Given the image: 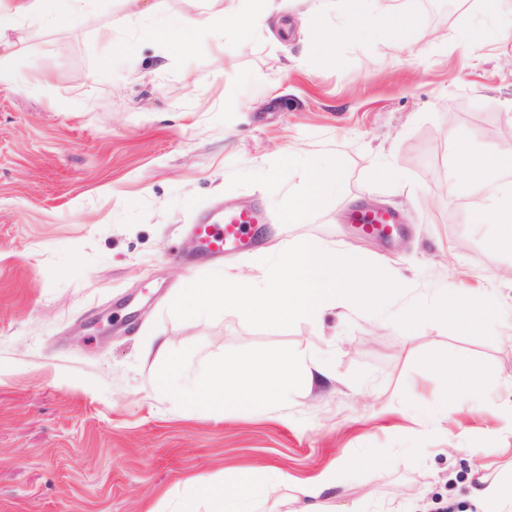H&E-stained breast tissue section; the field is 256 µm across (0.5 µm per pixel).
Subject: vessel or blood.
Listing matches in <instances>:
<instances>
[{
    "label": "vessel or blood",
    "instance_id": "1",
    "mask_svg": "<svg viewBox=\"0 0 512 512\" xmlns=\"http://www.w3.org/2000/svg\"><path fill=\"white\" fill-rule=\"evenodd\" d=\"M402 219V214L394 211L374 212L364 207L352 210L349 215L351 223L357 224L362 232L369 234L381 227L392 229ZM266 222L267 215L261 207L239 209L229 206L224 211L223 222L195 225L194 234L210 254L220 256L240 253L256 244L258 234Z\"/></svg>",
    "mask_w": 512,
    "mask_h": 512
}]
</instances>
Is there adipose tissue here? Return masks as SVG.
Here are the masks:
<instances>
[{
    "label": "adipose tissue",
    "instance_id": "adipose-tissue-1",
    "mask_svg": "<svg viewBox=\"0 0 512 512\" xmlns=\"http://www.w3.org/2000/svg\"><path fill=\"white\" fill-rule=\"evenodd\" d=\"M82 0H0V49H10L8 32L14 30L18 16L39 20H68L77 16ZM241 7L226 11L224 0H208L206 11L184 14L148 30V38L174 47L186 45L189 36L215 23H231L240 34H250L262 28L269 17L286 7L288 0H241ZM374 0H311L305 13L310 32V48L327 51L333 42L356 32L357 24L373 11ZM341 16L339 27L327 25L329 13ZM456 164L463 179L461 190H480L489 196L492 210L476 212L474 223L492 224L496 230L488 235L485 245L489 253L500 254L512 243V153H487L472 146L466 139L457 138ZM288 177L294 183L284 208L289 223L300 222L317 209L326 196L336 191L342 181L340 165L321 164L313 159L289 154L285 160ZM327 370L316 360L306 356H291L281 352L258 355L245 364L219 362L209 370L206 382L200 387L185 390L187 399H203L215 409H223L230 402H269L284 397L291 388H306L327 380ZM261 493L265 500L276 499L278 485L274 482L255 483L251 476H243L235 492L209 485L206 495L213 504V512H239L240 503L253 493ZM467 500L468 512H512V476L472 489Z\"/></svg>",
    "mask_w": 512,
    "mask_h": 512
}]
</instances>
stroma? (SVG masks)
Returning a JSON list of instances; mask_svg holds the SVG:
<instances>
[{
    "instance_id": "stroma-1",
    "label": "stroma",
    "mask_w": 512,
    "mask_h": 512,
    "mask_svg": "<svg viewBox=\"0 0 512 512\" xmlns=\"http://www.w3.org/2000/svg\"><path fill=\"white\" fill-rule=\"evenodd\" d=\"M206 6L84 0L78 21L13 35L0 82V512H176L187 479L231 490L246 472L282 482L275 508L247 512H299L295 482L327 469L335 512H443L512 461V251L487 255L471 222L486 200L449 188L453 136L512 145V41L457 45L482 0L435 19L424 0H379L415 26H363L323 54L305 49L295 13L247 36L200 29L180 49L144 39ZM291 152L346 165L298 224L282 213ZM252 202L270 218L255 249L193 252L201 218ZM358 206L411 221L367 238L349 222ZM301 239L356 251L403 294L385 313L334 309L287 330L170 312L202 275H254L258 257ZM458 281L492 308L468 329L444 312ZM158 337L190 385L271 350L313 357L330 378L219 413L153 388ZM441 352L486 377L449 385L433 369Z\"/></svg>"
}]
</instances>
